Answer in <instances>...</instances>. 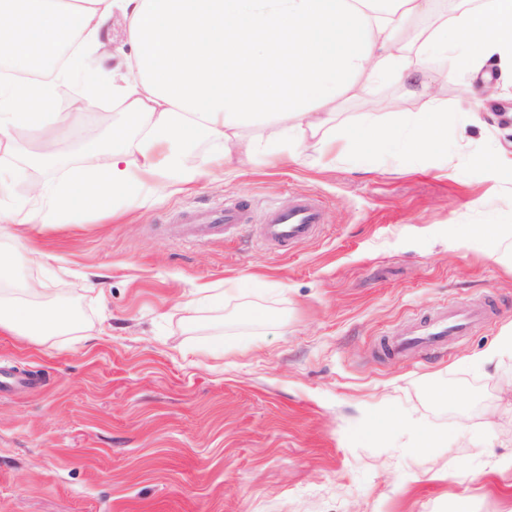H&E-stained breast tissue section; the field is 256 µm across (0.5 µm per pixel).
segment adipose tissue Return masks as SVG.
Segmentation results:
<instances>
[{
  "label": "adipose tissue",
  "mask_w": 512,
  "mask_h": 512,
  "mask_svg": "<svg viewBox=\"0 0 512 512\" xmlns=\"http://www.w3.org/2000/svg\"><path fill=\"white\" fill-rule=\"evenodd\" d=\"M117 9L131 48L127 70L87 82L83 96L90 104L112 96L139 135L113 134L99 165L73 171L28 223L116 211L120 197L159 179L192 184L210 161L196 153L202 142L218 147L224 164L243 148L277 163L310 149L321 165L334 163L358 150L338 120L341 101L390 76L426 83L428 58H452L472 79L461 138L512 84V0H480L422 30L416 23L431 14L432 0H0V63L16 73L0 80V145L20 129L51 137L77 122L78 113L53 103L73 74L98 63ZM270 125L272 136L243 140L244 128ZM360 128L373 145L420 155L446 137L448 109L434 89L402 124L367 112ZM37 293L34 284L0 278V331L46 337L79 329L69 309L33 303Z\"/></svg>",
  "instance_id": "1"
}]
</instances>
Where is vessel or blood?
<instances>
[{
    "mask_svg": "<svg viewBox=\"0 0 512 512\" xmlns=\"http://www.w3.org/2000/svg\"><path fill=\"white\" fill-rule=\"evenodd\" d=\"M245 221L242 208L227 207L197 220L193 234L203 237L234 229ZM321 222L320 206L311 199L300 198L288 208L270 211L264 218L261 235L264 239L290 245L313 235ZM484 317L485 312L481 309L449 307L424 318L407 332L387 338L384 347L396 356L417 349H440L447 346L450 338L468 335L471 327Z\"/></svg>",
    "mask_w": 512,
    "mask_h": 512,
    "instance_id": "b4317fda",
    "label": "vessel or blood"
}]
</instances>
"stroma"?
<instances>
[{
  "mask_svg": "<svg viewBox=\"0 0 512 512\" xmlns=\"http://www.w3.org/2000/svg\"><path fill=\"white\" fill-rule=\"evenodd\" d=\"M449 112L469 108L468 76L425 60ZM422 86L394 80L343 104L356 124L414 111ZM456 148L396 158L369 145L329 167L310 152L273 165L235 159L180 189L126 198L45 228L49 266L8 274L38 284L36 304L75 310L78 331L41 339L0 332V512H512V359H472L512 327V269L469 230L512 234V174L487 167L512 145V94ZM119 120L102 100L69 131L29 130L0 145L11 199L37 209L89 144ZM316 200L307 240L263 241L266 211ZM245 208L233 235L187 237L198 214ZM235 292H227V284ZM225 289L197 306V288ZM450 305L484 320L445 352L393 357L383 338ZM397 411L370 435L367 414ZM439 443L419 447L422 431Z\"/></svg>",
  "mask_w": 512,
  "mask_h": 512,
  "instance_id": "obj_1",
  "label": "stroma"
}]
</instances>
